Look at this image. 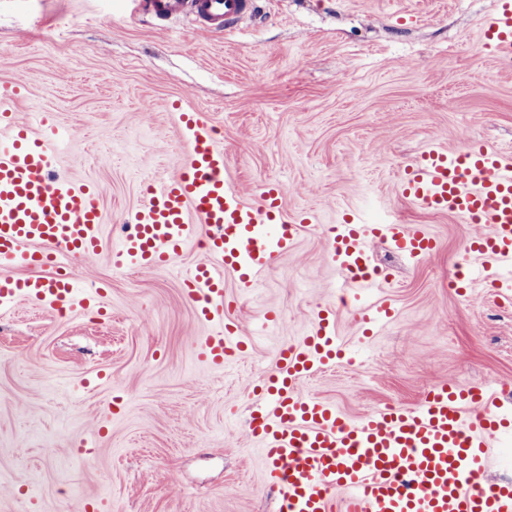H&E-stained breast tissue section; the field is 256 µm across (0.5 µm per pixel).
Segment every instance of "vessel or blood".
<instances>
[{
	"label": "vessel or blood",
	"instance_id": "vessel-or-blood-1",
	"mask_svg": "<svg viewBox=\"0 0 512 512\" xmlns=\"http://www.w3.org/2000/svg\"><path fill=\"white\" fill-rule=\"evenodd\" d=\"M136 12L164 25L189 21L193 29L223 34L257 16L258 0H133ZM499 59H512V0H500L485 32ZM20 85L0 87V265L30 273L0 278V309L26 299L64 313L100 312L96 296L75 286L74 266L98 252L105 222L97 188L57 173L63 134H33L14 104ZM186 153L177 172L148 181L130 232L112 246L116 268L172 264L198 244L203 262L181 273L185 296L213 325L197 344L207 364L240 359L247 343L224 317V274L255 286L285 256L299 225L281 209L284 189L268 182L260 198L242 194L224 178V149L200 114L180 115ZM399 193L429 213L485 224L469 253L496 288L512 293V156L490 146L453 152L425 147L408 166ZM206 233H199L198 224ZM332 261L355 291L379 287L388 272L373 264L384 243L413 261L436 242L426 227L391 219L366 223L355 216L326 230ZM328 313H320L298 344L284 346L265 396L244 431L264 450L267 479L279 493L280 512H512V481L481 480L493 437L512 431V407L487 385L440 382L413 407L387 405L359 421L335 405L304 394L299 383L341 358Z\"/></svg>",
	"mask_w": 512,
	"mask_h": 512
}]
</instances>
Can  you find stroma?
<instances>
[{"instance_id":"1","label":"stroma","mask_w":512,"mask_h":512,"mask_svg":"<svg viewBox=\"0 0 512 512\" xmlns=\"http://www.w3.org/2000/svg\"><path fill=\"white\" fill-rule=\"evenodd\" d=\"M495 2L260 0L257 20L212 35L162 29L130 0H0V85L24 86L19 119L67 130L58 169L99 189L104 239L146 181L176 171V104L218 130L228 182L255 197L278 181L288 217H317L256 287L225 276L248 355L221 369L199 360L208 327L180 286L181 266L204 259L195 245L169 267L117 271L107 247L78 261L86 291L107 289L104 315L25 301L0 313V512H277L243 420L279 349L321 311L350 355L300 388L351 418L442 381L512 395V302L453 287L486 225L422 211L397 187L432 142L512 155V67L485 47ZM354 214L437 240L419 262L375 248L396 316L369 337L339 302L325 236Z\"/></svg>"}]
</instances>
